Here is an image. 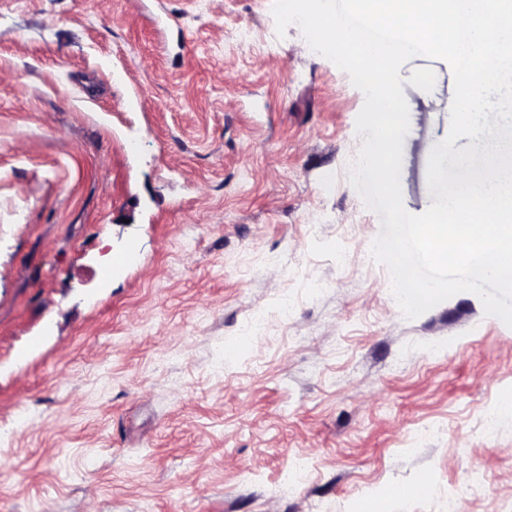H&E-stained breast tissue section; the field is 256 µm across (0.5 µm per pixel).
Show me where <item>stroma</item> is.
Masks as SVG:
<instances>
[{
  "instance_id": "stroma-1",
  "label": "stroma",
  "mask_w": 512,
  "mask_h": 512,
  "mask_svg": "<svg viewBox=\"0 0 512 512\" xmlns=\"http://www.w3.org/2000/svg\"><path fill=\"white\" fill-rule=\"evenodd\" d=\"M272 5L0 0V512H512V328L404 318L364 95ZM420 68L413 214L454 95Z\"/></svg>"
}]
</instances>
